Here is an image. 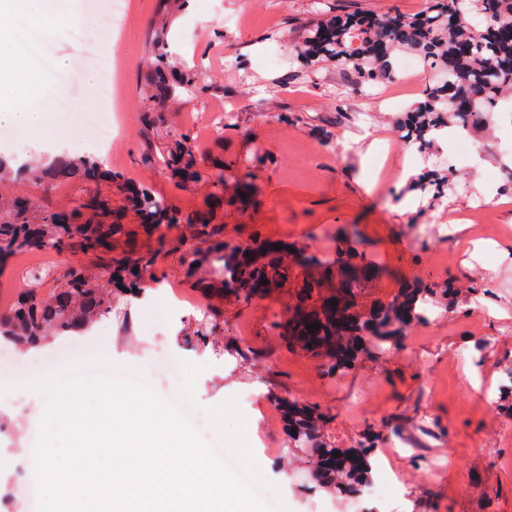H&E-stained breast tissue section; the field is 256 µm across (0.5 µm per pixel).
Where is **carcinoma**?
Here are the masks:
<instances>
[{"label": "carcinoma", "mask_w": 512, "mask_h": 512, "mask_svg": "<svg viewBox=\"0 0 512 512\" xmlns=\"http://www.w3.org/2000/svg\"><path fill=\"white\" fill-rule=\"evenodd\" d=\"M165 22L151 39L152 63L145 76L143 111L145 130L157 133L164 124V110L185 95L206 90L193 69H176L164 48ZM403 49L416 52L424 68L441 81L425 88L423 97L406 112L403 139L422 151L433 145L443 127L469 131L488 127L502 96L512 91V0H429L426 9L410 18H379L358 14H332L312 25L295 53L308 66L329 61L345 71L348 79L382 81L394 73L393 54ZM156 161L174 183L207 187L204 209L184 213L150 189L124 181L99 162L86 157L58 158L40 166L14 167L0 157V183L28 181L39 186L66 184L76 188L71 205L49 208L22 195L0 194V264L16 254L52 250L92 257L96 270L82 262L68 261L29 273L28 288L9 309L0 313V339L19 346H34L48 336L85 330L112 314L114 304L135 296L143 273L158 260L155 251L112 255V239L125 232L128 215L135 216L139 230L157 236L170 225L185 224L190 239L177 242L184 274L197 278L204 289L216 283L219 291L246 302L256 284L264 280L283 287L298 267L313 265L305 250L293 252V261L283 251L264 244L228 246L221 240L223 227L212 223L214 213L224 209V160L201 166L190 133L155 142ZM421 191L432 199L445 196L448 179L437 169H427L416 179ZM341 258L336 266L319 265L304 282L295 301L275 317L272 326L289 346L315 347L327 374L348 369L358 355L369 358L391 350L404 331L425 320L433 307H448L451 289L429 285L403 291L393 300L376 306L368 315L357 311V280L348 282L340 306L345 317L336 322V280L344 277ZM52 293L42 297L38 288L46 280ZM221 314L212 311L208 321L184 335L191 343H203L219 327ZM319 324L311 333L309 324ZM271 402L286 409L288 433L294 447L316 460L314 480L318 487L349 496L370 481L369 449L342 450L317 437V423L325 415L316 407ZM353 457H348V454Z\"/></svg>", "instance_id": "carcinoma-1"}]
</instances>
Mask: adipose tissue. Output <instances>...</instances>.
<instances>
[{
	"label": "adipose tissue",
	"mask_w": 512,
	"mask_h": 512,
	"mask_svg": "<svg viewBox=\"0 0 512 512\" xmlns=\"http://www.w3.org/2000/svg\"><path fill=\"white\" fill-rule=\"evenodd\" d=\"M0 63L9 64L11 71L0 75V125L21 127L36 133L42 132L49 124L46 112L30 107L24 91L31 72L25 65L11 58L9 53L0 54Z\"/></svg>",
	"instance_id": "adipose-tissue-1"
}]
</instances>
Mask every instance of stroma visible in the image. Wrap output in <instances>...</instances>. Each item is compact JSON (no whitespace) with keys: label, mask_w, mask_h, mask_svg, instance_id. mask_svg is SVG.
<instances>
[{"label":"stroma","mask_w":512,"mask_h":512,"mask_svg":"<svg viewBox=\"0 0 512 512\" xmlns=\"http://www.w3.org/2000/svg\"><path fill=\"white\" fill-rule=\"evenodd\" d=\"M124 29L112 46L113 95L105 103L121 137L97 148L83 139L82 117L54 109L56 97L99 102L96 87L84 80L88 38H74L57 21L45 23L53 57L70 60L55 74L48 92L30 102L66 127L71 155L99 156L123 179L144 185L182 211L201 207L207 190L175 185L148 160L149 141L140 121L147 104L142 94L152 57L150 40L164 0H129ZM244 0H186L169 21L167 48L179 65L196 69L210 91L175 102L165 110L163 131H192L202 162L224 158L236 165L224 186V209L217 221L230 245L284 242L335 263L342 234L358 227L351 249L372 265L359 298L361 312L391 301L401 289L421 282L445 285L454 294L446 312L411 326L409 349L395 348L365 359L344 375L331 377L317 358L283 343L272 316L293 302L295 288L275 290L245 302L227 295L204 296L187 278L179 254L159 250L153 277L142 280L143 297L130 299L95 325L92 335L58 336L41 345L39 365L55 374L78 352L109 345L110 373L132 368L138 382L171 403L190 397L201 416L224 434H241L246 453L280 488L287 512H347L346 499L315 487L307 460L291 450L286 421L268 425L263 409L270 395L318 407L327 419L320 436L340 448L365 443L373 467H386L398 482L385 506L369 502L364 512H512V260L501 255L503 237L448 231L449 211L472 205V193L499 201L498 223L512 226V156L492 150L499 138H512V101H502L480 147L459 161L447 196L430 202L410 186L404 169L420 170L423 160H399V109L387 107L369 87L346 83L334 63L318 71L296 60L293 48L305 28L329 14L368 13L410 17L427 0H278L279 18L258 9L242 24ZM281 49V67L264 57ZM237 67L224 69L225 53ZM233 112L223 138L209 132L213 112ZM52 129L33 133L0 126V155L30 160L47 157ZM388 170L389 184L373 185L372 166ZM258 203L240 206L241 184ZM43 253L10 259L0 270V309L25 287L27 268L43 265ZM175 286L189 309L171 308L164 287ZM209 303L224 328L207 346H189L180 334L192 330L194 304ZM474 377L481 391L469 390ZM44 398L27 392L23 403L0 402V460L34 454L25 433L38 430Z\"/></svg>","instance_id":"stroma-1"}]
</instances>
